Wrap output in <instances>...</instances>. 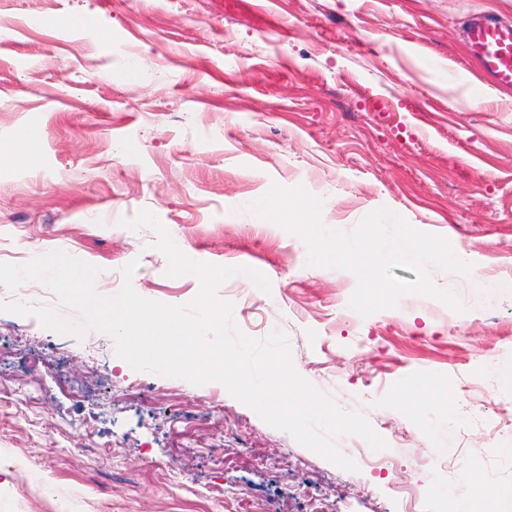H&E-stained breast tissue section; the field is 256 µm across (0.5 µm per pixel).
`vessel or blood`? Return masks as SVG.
<instances>
[{
    "label": "vessel or blood",
    "instance_id": "1",
    "mask_svg": "<svg viewBox=\"0 0 512 512\" xmlns=\"http://www.w3.org/2000/svg\"><path fill=\"white\" fill-rule=\"evenodd\" d=\"M464 41L477 59L487 81L512 89V22L477 17L469 23Z\"/></svg>",
    "mask_w": 512,
    "mask_h": 512
}]
</instances>
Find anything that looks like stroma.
<instances>
[{
	"label": "stroma",
	"instance_id": "stroma-1",
	"mask_svg": "<svg viewBox=\"0 0 512 512\" xmlns=\"http://www.w3.org/2000/svg\"><path fill=\"white\" fill-rule=\"evenodd\" d=\"M81 14L102 37L65 28ZM476 14L512 20V0H0V263L62 251L114 295L133 262L140 296L190 303L200 279L169 276L157 233L124 226L147 211L192 260L236 268L215 295L244 335L283 332L297 373L388 444L335 437L358 466L341 469L222 383L0 311V512H476L481 484L512 486L495 372L512 297L485 305L432 265L461 310L407 295L364 317L353 273L310 265L302 237L244 208L275 185L325 198L321 223L344 231L385 208L512 279V97L463 42ZM22 126L40 135L32 165L11 159ZM13 299L80 319L36 281L0 290ZM409 384L419 399L398 403Z\"/></svg>",
	"mask_w": 512,
	"mask_h": 512
}]
</instances>
